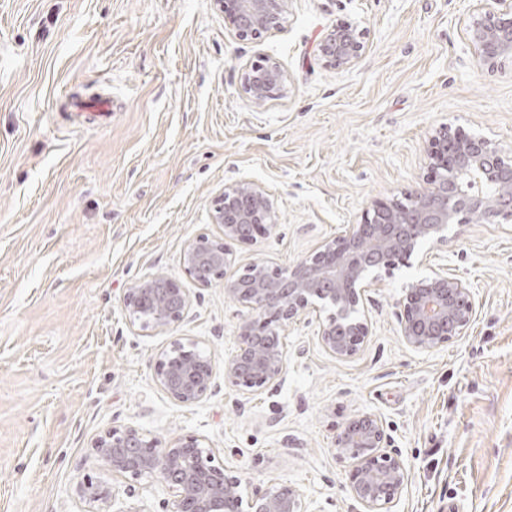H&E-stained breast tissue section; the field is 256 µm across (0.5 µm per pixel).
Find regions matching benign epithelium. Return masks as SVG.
I'll list each match as a JSON object with an SVG mask.
<instances>
[{"mask_svg": "<svg viewBox=\"0 0 512 512\" xmlns=\"http://www.w3.org/2000/svg\"><path fill=\"white\" fill-rule=\"evenodd\" d=\"M291 0H215L219 10L243 39L280 31ZM499 13L473 20L468 32L478 59L492 64L512 54V0H498ZM357 28L347 24L328 33L320 53L337 67H351L362 56ZM278 62L265 58L244 68L242 87L256 104L281 88ZM426 155L431 177L412 192L410 204L376 202L363 223L323 242L309 257L288 268L253 262L245 274L224 280V294L247 309L237 327L234 354L224 360V378L242 392L265 389L285 372L288 326L314 311L327 313L318 336L337 358L355 355L369 336L363 313L367 288L379 271L405 264L430 242L445 240L448 226L470 215L487 224L512 220V155L485 136L434 130ZM217 236L201 235L183 252L187 273L201 284L224 274L233 261L232 242L248 244L275 224L270 194L253 182L224 186L211 214ZM123 305L129 324L142 332L162 331L188 314L189 293L164 273H155L126 288ZM399 335L419 351H431L463 335L473 317L471 284L454 274L433 270L403 287L398 299ZM214 363L198 341L177 338L155 362L160 388L174 402L191 405L212 390ZM383 419L362 412L336 435L334 447L354 460L350 495L362 512H392L407 470L403 460L387 451ZM91 454L112 475L127 482L131 495L141 480L159 477L171 498L166 512H309L303 494L286 482L248 489L217 460L210 444L198 436L169 443L132 427L99 436ZM77 493L89 512H110L111 494L101 481L86 480Z\"/></svg>", "mask_w": 512, "mask_h": 512, "instance_id": "1", "label": "benign epithelium"}]
</instances>
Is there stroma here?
I'll return each mask as SVG.
<instances>
[{
	"instance_id": "35a3bbf8",
	"label": "stroma",
	"mask_w": 512,
	"mask_h": 512,
	"mask_svg": "<svg viewBox=\"0 0 512 512\" xmlns=\"http://www.w3.org/2000/svg\"><path fill=\"white\" fill-rule=\"evenodd\" d=\"M471 0H291L283 31L239 39L214 0H0V512H87L76 487L106 483L116 512L135 499L90 456L128 426L170 442L205 438L243 485L294 484L322 512H358L351 459L335 435L379 414L408 480L393 512H512V222L468 217L422 263L384 273L364 304L370 334L329 354L320 319L290 325L274 386L242 393L224 360L248 312L223 281L188 276L183 251L216 234L226 185L270 193L276 222L232 244L235 275L285 267L401 200L429 175L425 146L447 124L512 150V56L479 64ZM351 24V67L321 56ZM269 58L283 89L253 105L246 64ZM108 97L112 117L81 127L75 99ZM438 268L473 286L465 335L429 352L398 333L397 299ZM164 273L192 299L164 331L130 326L122 296ZM215 364L199 403L155 378L172 340ZM319 50L328 63L337 67H351L362 56L360 33L351 24L340 26L325 36Z\"/></svg>"
}]
</instances>
